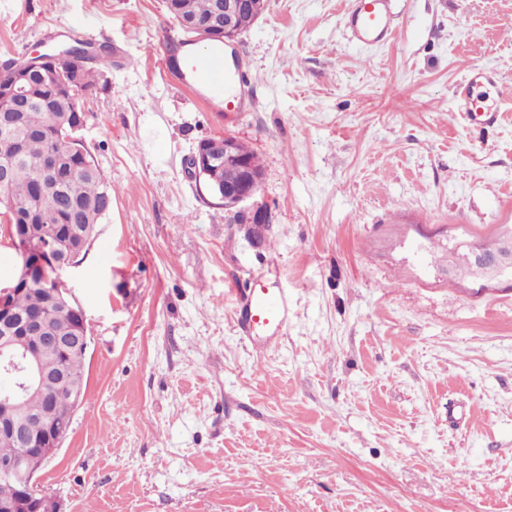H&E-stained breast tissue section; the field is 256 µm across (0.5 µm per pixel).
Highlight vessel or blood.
I'll list each match as a JSON object with an SVG mask.
<instances>
[{"label":"vessel or blood","mask_w":512,"mask_h":512,"mask_svg":"<svg viewBox=\"0 0 512 512\" xmlns=\"http://www.w3.org/2000/svg\"><path fill=\"white\" fill-rule=\"evenodd\" d=\"M347 29L351 41L360 45L389 41L395 30V14L391 0H351L347 13ZM188 81L206 91L213 99H229L235 111L246 109L250 82L242 68H230L224 54L208 52L186 59ZM492 71L474 68L458 84L455 108L469 123L489 127L499 121L500 110L489 105L482 95L485 85L494 83ZM288 295L283 290L268 288L261 277H254L248 288L236 293L233 322L239 334L254 338L278 336L287 324Z\"/></svg>","instance_id":"vessel-or-blood-1"}]
</instances>
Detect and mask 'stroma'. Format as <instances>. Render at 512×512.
I'll use <instances>...</instances> for the list:
<instances>
[{
	"instance_id": "stroma-1",
	"label": "stroma",
	"mask_w": 512,
	"mask_h": 512,
	"mask_svg": "<svg viewBox=\"0 0 512 512\" xmlns=\"http://www.w3.org/2000/svg\"><path fill=\"white\" fill-rule=\"evenodd\" d=\"M346 3L267 0L228 112L168 66L165 0H0V61L112 47L80 131L112 209L62 276L88 385L35 476L61 512H512V279L448 266L512 234V0H395L377 46ZM478 65L492 128L453 110ZM224 136L260 159L265 245L186 164ZM256 275L288 323L254 349ZM288 294L268 288L255 276L243 292H235L233 322L238 333L254 340L258 333L267 340L278 336L287 324Z\"/></svg>"
}]
</instances>
